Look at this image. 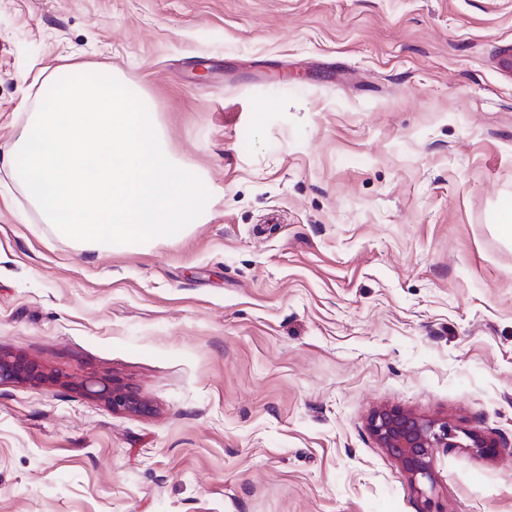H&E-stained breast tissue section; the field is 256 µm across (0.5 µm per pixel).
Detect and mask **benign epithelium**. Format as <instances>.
Instances as JSON below:
<instances>
[{
    "mask_svg": "<svg viewBox=\"0 0 512 512\" xmlns=\"http://www.w3.org/2000/svg\"><path fill=\"white\" fill-rule=\"evenodd\" d=\"M59 375L36 362H24L0 354V385L12 382L54 384ZM81 389L105 402L111 409L139 412L144 405L117 382L86 379ZM369 429L380 447L395 458L407 474L411 486L426 495L424 485L434 484L436 448H475L482 454L494 453L496 443L471 433H459L443 419L420 416L400 407L384 406L369 420Z\"/></svg>",
    "mask_w": 512,
    "mask_h": 512,
    "instance_id": "benign-epithelium-1",
    "label": "benign epithelium"
}]
</instances>
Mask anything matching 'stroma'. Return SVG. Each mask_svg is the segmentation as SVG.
<instances>
[{
  "label": "stroma",
  "mask_w": 512,
  "mask_h": 512,
  "mask_svg": "<svg viewBox=\"0 0 512 512\" xmlns=\"http://www.w3.org/2000/svg\"><path fill=\"white\" fill-rule=\"evenodd\" d=\"M512 0H0V145L112 68L212 197L84 249L0 168V512H512ZM116 380L147 406L79 388ZM440 448L430 499L368 428ZM59 375L36 362H24L15 357L0 354V385L12 382L54 384ZM369 429L379 446L399 462L421 496L426 495L422 488L426 483L430 490L434 488V448H476L487 455L497 448L494 441L458 430L448 420L420 416L394 406L376 410Z\"/></svg>",
  "instance_id": "35a3bbf8"
}]
</instances>
